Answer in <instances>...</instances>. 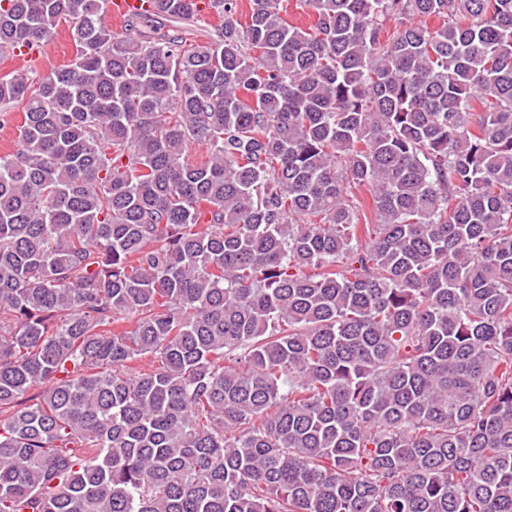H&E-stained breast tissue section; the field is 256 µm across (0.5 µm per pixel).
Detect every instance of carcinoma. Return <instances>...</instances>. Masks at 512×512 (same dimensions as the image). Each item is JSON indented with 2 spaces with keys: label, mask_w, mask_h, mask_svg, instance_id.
I'll return each instance as SVG.
<instances>
[{
  "label": "carcinoma",
  "mask_w": 512,
  "mask_h": 512,
  "mask_svg": "<svg viewBox=\"0 0 512 512\" xmlns=\"http://www.w3.org/2000/svg\"><path fill=\"white\" fill-rule=\"evenodd\" d=\"M211 2L0 0V512H512V0ZM147 0H106L104 13L115 26L126 19L150 10ZM39 58H41L44 52L49 51L46 55L47 65L55 62V57L58 59V66L66 64L73 57V43L72 38L68 29V26L64 23H60L54 30L52 39L38 50ZM16 54V53H15ZM11 51L0 50V76L12 72L16 68L24 67L32 72V76L41 77L50 71L51 67L42 64L37 55L30 56L27 62L25 60L19 64L18 59ZM10 116L11 120L0 127V155L8 154L13 151L15 126L22 122V108L20 106L12 108L10 110Z\"/></svg>",
  "instance_id": "carcinoma-1"
}]
</instances>
